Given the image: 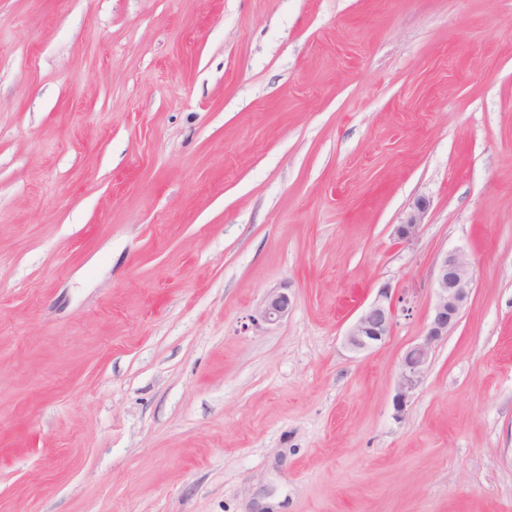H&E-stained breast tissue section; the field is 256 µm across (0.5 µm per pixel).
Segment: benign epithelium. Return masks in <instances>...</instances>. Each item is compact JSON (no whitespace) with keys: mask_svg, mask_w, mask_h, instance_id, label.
Here are the masks:
<instances>
[{"mask_svg":"<svg viewBox=\"0 0 512 512\" xmlns=\"http://www.w3.org/2000/svg\"><path fill=\"white\" fill-rule=\"evenodd\" d=\"M428 209L429 201L426 198L419 197L414 200L404 220L395 226V236L404 242L414 239ZM472 284L473 270L465 251H446L439 257L434 282L436 299L426 332L420 340L406 349L402 358L393 396V405L397 413L405 411L419 387L434 345L448 335V331L457 324L470 299ZM289 307L288 294L273 291L264 300L261 317L267 323H278L288 316ZM398 312V300L392 295L391 288H380L374 300L361 310L347 329L345 346L354 353H364L378 348L392 334Z\"/></svg>","mask_w":512,"mask_h":512,"instance_id":"obj_1","label":"benign epithelium"}]
</instances>
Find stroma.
Segmentation results:
<instances>
[{
    "mask_svg": "<svg viewBox=\"0 0 512 512\" xmlns=\"http://www.w3.org/2000/svg\"><path fill=\"white\" fill-rule=\"evenodd\" d=\"M261 499L512 512V0H0V512ZM429 209V201L424 197L414 200L409 206L404 220L400 224H396L394 229L395 236L404 242L414 239L423 224L427 211ZM473 284V270L464 250L444 252L438 259L432 306L424 336L409 346L402 358L393 405L398 415L419 387L425 366L431 359L434 345L455 327L468 304ZM400 302L387 286L379 288L376 297L358 314L347 329L345 346L354 353H364L381 346L391 336ZM289 307L288 294L280 291L270 292L264 300L261 317L267 323H278L288 316Z\"/></svg>",
    "mask_w": 512,
    "mask_h": 512,
    "instance_id": "obj_1",
    "label": "stroma"
}]
</instances>
